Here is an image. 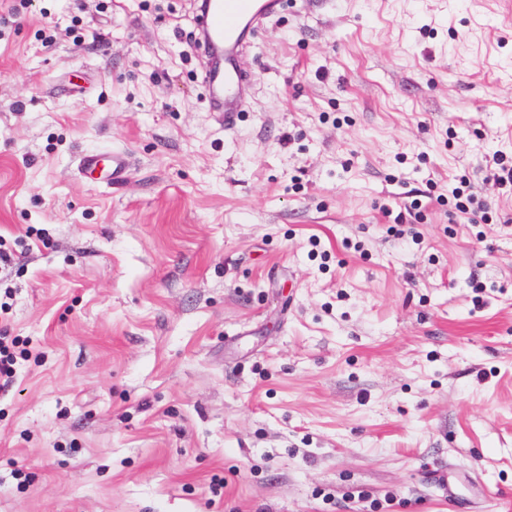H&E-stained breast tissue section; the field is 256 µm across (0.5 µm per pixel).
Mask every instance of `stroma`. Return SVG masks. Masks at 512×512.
Returning <instances> with one entry per match:
<instances>
[{
  "label": "stroma",
  "mask_w": 512,
  "mask_h": 512,
  "mask_svg": "<svg viewBox=\"0 0 512 512\" xmlns=\"http://www.w3.org/2000/svg\"><path fill=\"white\" fill-rule=\"evenodd\" d=\"M192 13L0 0V512H512V0ZM193 38L204 65L200 80L210 112L234 125L252 97L254 83L243 59L256 46L265 23L279 16L287 0H194ZM108 181L112 186L120 185L126 179L129 169V159L123 151H112L109 159ZM16 340L6 333L0 334V386H8L12 383L14 348ZM2 380L4 383L2 384Z\"/></svg>",
  "instance_id": "35a3bbf8"
}]
</instances>
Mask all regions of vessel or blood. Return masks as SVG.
<instances>
[{
  "label": "vessel or blood",
  "instance_id": "b4317fda",
  "mask_svg": "<svg viewBox=\"0 0 512 512\" xmlns=\"http://www.w3.org/2000/svg\"><path fill=\"white\" fill-rule=\"evenodd\" d=\"M287 0H194L193 38L204 65L200 80L209 111L233 126L254 90L243 66L265 23L279 16Z\"/></svg>",
  "mask_w": 512,
  "mask_h": 512
}]
</instances>
